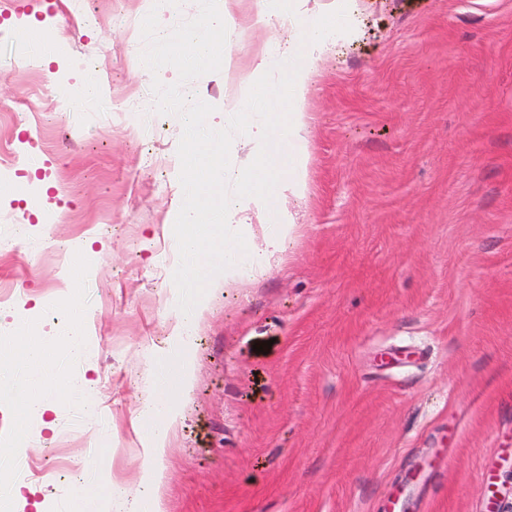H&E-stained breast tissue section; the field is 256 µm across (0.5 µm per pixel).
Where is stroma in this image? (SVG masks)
<instances>
[{"label":"stroma","instance_id":"stroma-1","mask_svg":"<svg viewBox=\"0 0 512 512\" xmlns=\"http://www.w3.org/2000/svg\"><path fill=\"white\" fill-rule=\"evenodd\" d=\"M196 0H0V105L46 87L0 145L42 158L52 187L0 175V359L55 351L81 320L83 356L23 377L42 409L0 404V449L42 458L10 512H77L139 495L140 421L178 307L167 245L183 201L182 124L153 112L166 66L141 60L150 9ZM228 0L219 72L187 83L219 129L263 74L287 13ZM56 46L29 65L30 21ZM354 35L311 74L308 190L254 281L217 289L189 347L193 386L166 456V512H490L512 507V0H360ZM99 83L97 101L68 91ZM139 103L133 136L117 115ZM268 248L270 211L232 218ZM115 225L113 234L101 232ZM271 341L268 353L253 346ZM83 385L79 397L67 387ZM94 404L88 418L84 404Z\"/></svg>","mask_w":512,"mask_h":512}]
</instances>
